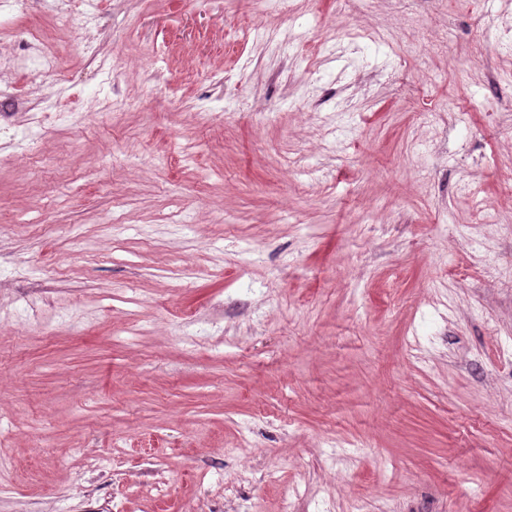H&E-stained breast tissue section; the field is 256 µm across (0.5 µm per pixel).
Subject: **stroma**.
Instances as JSON below:
<instances>
[{
    "instance_id": "1",
    "label": "stroma",
    "mask_w": 512,
    "mask_h": 512,
    "mask_svg": "<svg viewBox=\"0 0 512 512\" xmlns=\"http://www.w3.org/2000/svg\"><path fill=\"white\" fill-rule=\"evenodd\" d=\"M93 12H0V512H512V0ZM56 67V57L42 36H34L32 42L14 47L8 53H0V70L28 68L50 77Z\"/></svg>"
}]
</instances>
